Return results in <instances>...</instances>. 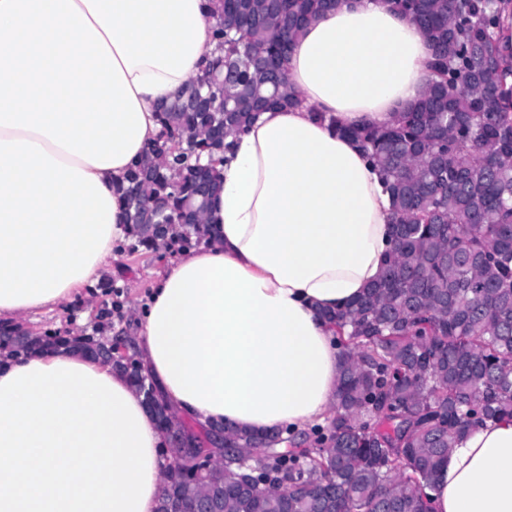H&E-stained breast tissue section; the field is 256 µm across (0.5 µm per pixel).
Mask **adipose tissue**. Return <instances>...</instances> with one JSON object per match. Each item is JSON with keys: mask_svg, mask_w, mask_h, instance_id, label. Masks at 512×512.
<instances>
[{"mask_svg": "<svg viewBox=\"0 0 512 512\" xmlns=\"http://www.w3.org/2000/svg\"><path fill=\"white\" fill-rule=\"evenodd\" d=\"M218 0H0V325L71 302L129 236L116 191L159 137L156 106L203 76ZM433 50L391 0H340L294 37L293 106L226 137L213 231L173 253L134 310L142 367L203 427L303 431L340 378L321 316L362 296L392 248L385 177L345 135L428 89ZM112 367L64 348L0 350V379L35 363ZM433 512H512V419L456 440Z\"/></svg>", "mask_w": 512, "mask_h": 512, "instance_id": "1", "label": "adipose tissue"}]
</instances>
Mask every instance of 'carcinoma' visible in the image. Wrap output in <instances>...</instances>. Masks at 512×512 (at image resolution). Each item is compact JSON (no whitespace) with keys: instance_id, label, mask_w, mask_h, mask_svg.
Listing matches in <instances>:
<instances>
[{"instance_id":"1","label":"carcinoma","mask_w":512,"mask_h":512,"mask_svg":"<svg viewBox=\"0 0 512 512\" xmlns=\"http://www.w3.org/2000/svg\"><path fill=\"white\" fill-rule=\"evenodd\" d=\"M338 0H222L215 35L224 54L209 68L224 73V107L198 101L190 80L159 107L173 140L149 172L132 167L118 186L130 237L156 246L166 236L184 247L208 235L205 224L175 233L189 208L207 211L222 188L197 158L264 108L293 103L275 78L245 62L286 57L293 39ZM422 28L434 50L425 97L393 124L344 128L386 174L395 247L378 283L324 313L343 362L333 416L295 433L224 430V447L252 456V487L240 488L232 453L217 460L207 484L224 493V512H424L428 490L457 437L476 423L512 417V44L494 38L507 0H392ZM463 79L453 95L448 86ZM6 338L24 351H92L95 340ZM114 368L142 392L147 377ZM205 484V485H207ZM205 485L181 480L191 507Z\"/></svg>"}]
</instances>
